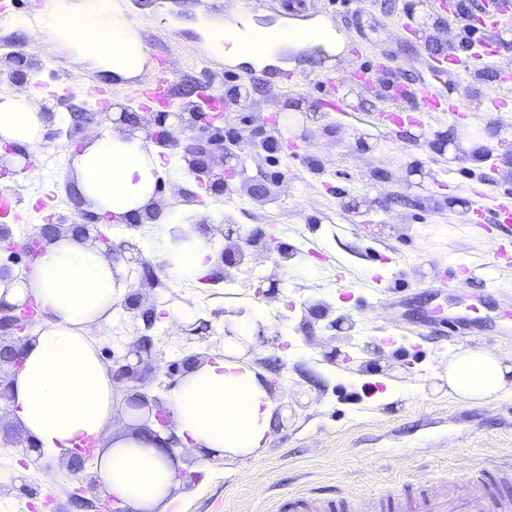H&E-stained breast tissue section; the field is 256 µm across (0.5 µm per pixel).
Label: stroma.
Here are the masks:
<instances>
[{
  "label": "stroma",
  "instance_id": "stroma-1",
  "mask_svg": "<svg viewBox=\"0 0 512 512\" xmlns=\"http://www.w3.org/2000/svg\"><path fill=\"white\" fill-rule=\"evenodd\" d=\"M243 2L212 0L205 11L197 0H126L127 17L149 50L151 67L122 85L76 64L66 50L36 40L30 20L45 0H19V21L0 29L10 44L0 50L2 94L28 92V84L12 80L23 59L38 64L55 101L71 98L97 111L86 93L94 85L107 99L134 108L154 70L168 67L174 72L171 95L178 100L188 81L225 100L236 86L251 84L260 91L261 112L277 111L292 97L327 116L328 129H315L294 157L245 153L256 182L280 176L284 192L276 202L257 204L235 186L220 196L207 192L175 153L160 180L158 207L207 215L213 248L223 246L227 226L243 233L264 229L287 245L291 264L279 266L274 256L261 255L229 274L219 264L214 278L167 279L165 287L150 290L145 279L166 274L153 252L154 226L116 224L109 231L115 240L139 243L143 261L131 265L129 274L141 287L142 308L162 313L152 336L162 353L159 367L172 380L183 376L182 361L194 350L182 333L187 321H209L201 336L220 347L230 301L238 298L250 309L277 315L271 325L277 340L258 359L267 377L278 381L273 396L280 414L269 444L260 457L231 465L179 449L198 476L180 495L179 512H270L291 492L337 487L366 497L399 487L409 473L451 480L473 463L512 461V394L464 405L434 388L448 361L443 340L512 354V269L495 267L497 232L474 213L478 204L512 199V111L481 110L501 84L512 87V25L497 33L496 61L456 85L428 66V46L390 22L408 8L418 17L433 12V0H355L347 7L338 0H255L248 11ZM235 18L247 31L334 22L346 53L329 67L326 53L284 43L274 64L239 63L225 56L220 39L225 22ZM375 55L409 83L443 95L456 92L468 110L465 119L455 122L437 112L415 126L375 122L377 88L342 92L358 66ZM339 98L345 111H331L329 101ZM464 129L498 140L482 147V166L468 163L459 136ZM441 140L448 143L442 151L436 147ZM72 157L66 136L52 127L35 159L37 179L24 173L0 178V192L23 201L19 221L27 232L43 224L32 203L47 194L56 201L59 223H82L68 202L74 191L68 179ZM419 171L433 175L421 189L414 185ZM464 203L469 213H462ZM461 259L471 268L459 287L454 264ZM269 276L280 281L274 300L256 294L261 278ZM340 317L352 321L351 330L331 328V320ZM134 331L133 311L118 301L112 328L99 340L105 364L126 355ZM334 348L340 355L332 362L325 353ZM394 386L401 399L385 403ZM0 437L13 442L0 452V512H29L33 502L51 503L57 512H83L69 499L76 476L65 459L26 471L19 466L27 436L4 403Z\"/></svg>",
  "mask_w": 512,
  "mask_h": 512
}]
</instances>
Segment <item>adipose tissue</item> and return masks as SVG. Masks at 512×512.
<instances>
[{
	"label": "adipose tissue",
	"mask_w": 512,
	"mask_h": 512,
	"mask_svg": "<svg viewBox=\"0 0 512 512\" xmlns=\"http://www.w3.org/2000/svg\"><path fill=\"white\" fill-rule=\"evenodd\" d=\"M39 29L79 62L116 82L139 77L149 66L145 44L119 0H51ZM45 94H0V139L38 155L52 123L69 121ZM160 149L141 136L102 127L73 160L76 190L93 212L124 221L156 199L162 171ZM194 216L165 209L156 224L155 254L174 280L208 273L213 250L193 229ZM124 262L67 236L45 245L30 273L0 281V301L17 304L34 296L42 320L24 349L10 408L44 457H59L99 440L115 423L112 373L102 362L96 334H107L116 301L125 293ZM261 312L241 322L228 316L224 351L184 374L166 396L171 430L116 434L98 459L97 474L108 495L132 512H168L180 484L172 446L244 461L269 443L278 405L263 371L242 358L256 343ZM443 378L464 404L488 403L512 393V356L457 346Z\"/></svg>",
	"instance_id": "1"
}]
</instances>
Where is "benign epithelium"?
<instances>
[{
    "label": "benign epithelium",
    "mask_w": 512,
    "mask_h": 512,
    "mask_svg": "<svg viewBox=\"0 0 512 512\" xmlns=\"http://www.w3.org/2000/svg\"><path fill=\"white\" fill-rule=\"evenodd\" d=\"M255 94V87L246 84L236 87L232 94L237 116L241 117L243 122L249 125L255 123L259 128L266 127L273 133L271 137L249 139L250 149L266 150L272 145L285 156L295 153L298 144L295 142L294 134L290 133L286 114L273 112L266 116L262 115L256 111L258 101ZM66 108L71 112L75 127L95 122L100 116L98 112H86L83 107L71 102L66 104ZM231 116L230 112H201L198 102L188 100L169 103L165 112H154L151 107L141 105L137 112L119 113V117L112 119V123L127 126V132L130 134L140 132L147 140L162 148L172 150L178 146L182 147L190 173L197 179H203L213 193L227 190L237 183L262 205L278 200L282 194L280 183L275 182L270 187L254 184L247 175L246 167L237 164L242 153L241 140L229 139L217 143V139L223 137L224 122L230 120ZM171 121L182 131L191 133V136L184 142H179L169 129ZM20 155L22 151L19 147L9 143L0 144L1 176L16 173L13 169V158ZM83 216L87 223L69 225L71 236L91 242L92 246L114 260L125 253H130V261H142L136 243L124 240L117 244L112 241L109 234L101 230L103 226H111L112 216H100L93 212H85ZM61 234L60 225L49 222L41 225L37 233L22 242L15 239L9 226L1 224L0 249L9 259L19 252L33 257L43 250L45 244L61 237ZM224 239L226 244L219 251V255L223 265L228 268H235L244 259L257 254L275 253L280 262H288V250L272 233L252 232L243 237L230 228L224 234ZM38 313V306L31 297L18 305L0 301V363L6 362L13 366L11 372L0 370L1 403L11 401L15 375L21 368L22 354ZM157 318L158 314L154 308L142 313L143 327L137 330L129 354L137 357L142 353L152 355L154 341L148 331ZM142 376V363H133L129 358H124L112 368L113 391L123 395L126 409L130 410V417L140 422L137 431L148 429L149 422L162 429L170 428V412L161 399L143 391ZM98 487L97 476L92 474L87 480L77 481V487L69 492V499L83 506L87 512H103L105 509L110 512H128L117 506V501L113 497L101 495Z\"/></svg>",
    "instance_id": "1"
}]
</instances>
